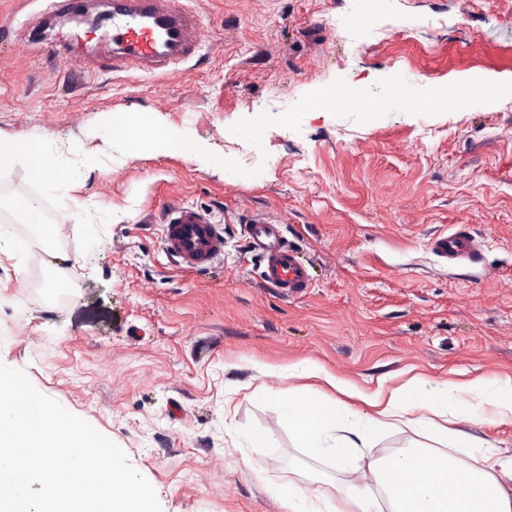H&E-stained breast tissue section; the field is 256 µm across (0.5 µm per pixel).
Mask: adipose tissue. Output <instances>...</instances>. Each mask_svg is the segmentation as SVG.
Wrapping results in <instances>:
<instances>
[{"label":"adipose tissue","mask_w":512,"mask_h":512,"mask_svg":"<svg viewBox=\"0 0 512 512\" xmlns=\"http://www.w3.org/2000/svg\"><path fill=\"white\" fill-rule=\"evenodd\" d=\"M21 155L49 185L76 181L80 173L74 167L59 175L54 141L44 135L0 148V166ZM288 374L325 381L322 390L305 387L282 408L281 419L307 457L331 460L343 479L332 497H311L288 484L280 490L285 512H512V457H502L490 439L449 427L463 409L475 423L511 424V377L449 380L419 398L407 386L364 393L309 359L289 365ZM389 432L412 439L399 453L370 457L375 439Z\"/></svg>","instance_id":"obj_1"}]
</instances>
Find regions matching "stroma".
I'll return each instance as SVG.
<instances>
[{"label":"stroma","mask_w":512,"mask_h":512,"mask_svg":"<svg viewBox=\"0 0 512 512\" xmlns=\"http://www.w3.org/2000/svg\"><path fill=\"white\" fill-rule=\"evenodd\" d=\"M17 2L0 0V144L46 134L89 159L53 188L31 162L0 170V223L21 231L14 201L39 198L82 262L52 292L42 249L0 254V361L125 448L163 512H284L275 489L291 480L332 493L335 471L307 481L280 417L310 384L285 374L299 359L366 393L512 376V96L363 125L315 109L300 131L267 130L265 159L230 131L338 77L510 80L512 0H378L369 13L364 0H181L200 44L163 75L103 71L111 41L59 26L57 0ZM117 112L264 170L236 176L188 151L97 154L95 126ZM176 202L224 222L208 268L165 250L160 218ZM258 212L308 264L303 295L263 288L245 232ZM455 228L483 237L480 262L434 253ZM265 386L278 401L257 398ZM266 433L277 447L257 444Z\"/></svg>","instance_id":"stroma-1"}]
</instances>
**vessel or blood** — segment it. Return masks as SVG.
<instances>
[{
	"label": "vessel or blood",
	"mask_w": 512,
	"mask_h": 512,
	"mask_svg": "<svg viewBox=\"0 0 512 512\" xmlns=\"http://www.w3.org/2000/svg\"><path fill=\"white\" fill-rule=\"evenodd\" d=\"M113 2L112 40L123 49L113 57V68L133 66L152 71L176 66L199 41V32L180 11L179 0ZM163 224L167 251L187 265L203 267L224 253V235L212 214L177 204L164 212ZM249 239L263 263L265 286L283 295L303 294L310 274L286 244L280 221L265 214L254 216ZM432 248L454 262L476 263L482 257L481 240L465 231L438 235Z\"/></svg>",
	"instance_id": "obj_1"
}]
</instances>
